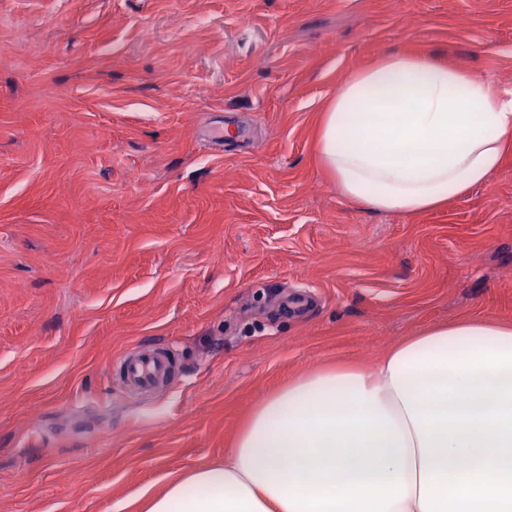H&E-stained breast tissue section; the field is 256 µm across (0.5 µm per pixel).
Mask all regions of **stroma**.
<instances>
[{"mask_svg": "<svg viewBox=\"0 0 512 512\" xmlns=\"http://www.w3.org/2000/svg\"><path fill=\"white\" fill-rule=\"evenodd\" d=\"M390 52L512 98V0H0V512H136L288 379L512 322V153L416 215L318 160L321 107ZM157 343L174 381L128 391Z\"/></svg>", "mask_w": 512, "mask_h": 512, "instance_id": "stroma-1", "label": "stroma"}]
</instances>
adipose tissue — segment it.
<instances>
[{
    "mask_svg": "<svg viewBox=\"0 0 512 512\" xmlns=\"http://www.w3.org/2000/svg\"><path fill=\"white\" fill-rule=\"evenodd\" d=\"M318 149L345 199L432 211L500 170L512 100L475 74L391 54L327 101ZM147 512H512V322L460 318L373 367L291 379L222 462L174 475Z\"/></svg>",
    "mask_w": 512,
    "mask_h": 512,
    "instance_id": "1",
    "label": "adipose tissue"
}]
</instances>
